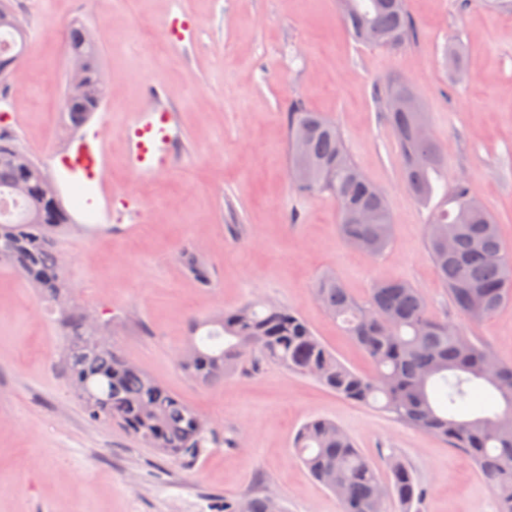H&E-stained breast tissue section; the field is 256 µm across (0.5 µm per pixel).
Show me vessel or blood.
<instances>
[{"label": "vessel or blood", "instance_id": "vessel-or-blood-1", "mask_svg": "<svg viewBox=\"0 0 512 512\" xmlns=\"http://www.w3.org/2000/svg\"><path fill=\"white\" fill-rule=\"evenodd\" d=\"M147 95L152 102L151 108L130 119L129 153L130 162L140 176L150 178L168 170L175 138L168 132L161 135L156 132L159 124L172 118L163 105L164 91L152 86Z\"/></svg>", "mask_w": 512, "mask_h": 512}]
</instances>
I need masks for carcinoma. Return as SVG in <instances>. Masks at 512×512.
Returning <instances> with one entry per match:
<instances>
[{"label":"carcinoma","mask_w":512,"mask_h":512,"mask_svg":"<svg viewBox=\"0 0 512 512\" xmlns=\"http://www.w3.org/2000/svg\"><path fill=\"white\" fill-rule=\"evenodd\" d=\"M344 26L359 43L394 48L417 36L405 0H337ZM18 0H0V32L13 35V53L0 51V68H16L28 31L10 18ZM68 57L84 66L83 97L61 99L72 127L82 126L105 101L108 84L99 46L89 28L73 23L66 36ZM387 121L398 141L406 184L425 207L441 200L425 225L428 255L448 290L454 310L471 324L493 316L512 301V260L502 251L498 224L476 200L469 181L444 179L445 150L433 139L425 113L404 79L383 90ZM288 164L295 189L304 196L327 192L339 205L338 231L349 245L371 255L389 244L393 221L383 192L351 159L343 136L319 112L292 104L286 116ZM47 168L33 159L11 132L0 128V188L18 191L25 209L0 220V262L61 306L60 327L68 336L64 365L78 398L93 419L119 424L147 447L174 459L196 456L215 433L208 422L167 387L124 355L101 343L85 322V310L69 302L56 235L73 223L62 196L48 202L42 192ZM198 281L211 283L205 263L186 255ZM318 303L368 355L375 370L365 374L342 364L311 325L287 307L253 301L192 325L181 360L197 384L212 386L236 372L255 374L263 364L316 378L337 395L390 414L395 420L436 436L470 457L488 482L496 512H512V364L457 323L432 317L424 293L404 281L378 282L358 300L333 275L314 287ZM497 393L502 407L487 415L462 417L481 384ZM311 477L329 491L341 482V512H419L423 496L413 470L400 460L381 477L352 438L336 423L313 419L292 440ZM224 512H281L263 492L224 502Z\"/></svg>","instance_id":"1"}]
</instances>
